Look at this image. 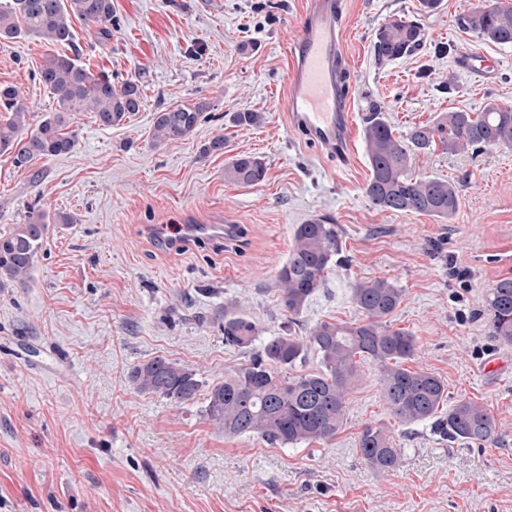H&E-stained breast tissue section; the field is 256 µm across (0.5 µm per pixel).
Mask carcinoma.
Instances as JSON below:
<instances>
[{
  "label": "carcinoma",
  "mask_w": 512,
  "mask_h": 512,
  "mask_svg": "<svg viewBox=\"0 0 512 512\" xmlns=\"http://www.w3.org/2000/svg\"><path fill=\"white\" fill-rule=\"evenodd\" d=\"M101 24L100 38L111 35L112 0H11L0 9V40L40 38L53 49L43 57L41 82L50 88L57 107L45 113L36 131L27 132L29 108L15 86L0 85V153L13 157L16 167H28L39 158L71 152L75 134L71 116L92 112L104 127L121 124L143 106L142 88L133 81L121 87L112 77L95 73L70 56L74 22ZM459 26L495 44L512 45V7H483L460 18ZM425 32L415 20H395L379 27L374 53L391 61L420 50ZM207 103H185L155 113L152 140L156 145L189 139L205 119ZM263 112H232L235 127H258ZM364 137L369 178L363 193L372 207L394 213L448 219L459 208L457 185L436 176H417L413 159L418 153L476 154L490 147L512 146V110L489 104L482 112L448 111L431 123L416 124L404 133L394 130L383 107L373 102L364 116ZM266 164L256 156H236L224 168V179L257 185L266 177ZM50 227L49 215L31 211L23 224L0 232V288L24 287L31 279L39 251ZM340 242L336 225L323 219L296 225L287 261L276 273V284L296 324L311 297L325 283ZM401 290L384 279L367 280L353 288L352 300L363 314L358 323L323 321L306 337L293 332L263 341L249 363L224 374V380L207 391L206 414L229 436H257L271 445H299L327 440L343 424L345 396L356 381L361 360L377 365L386 404L402 425L430 420L447 401L443 381L435 374L402 367L413 357L416 338L396 329L390 315L400 304ZM489 334L512 344V278L491 288L484 309ZM224 343L241 349L253 347L256 324L246 315L224 308ZM320 358L321 370L284 378L279 371L292 369L309 350ZM141 392L159 394L176 404L195 399L203 387L197 373L162 356L152 358L131 372ZM450 438L467 443L493 444L496 424L485 407L459 401L448 407L439 421ZM364 462L385 472L400 463V449L381 427L366 426L358 436Z\"/></svg>",
  "instance_id": "carcinoma-1"
}]
</instances>
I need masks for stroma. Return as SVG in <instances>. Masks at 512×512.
<instances>
[{
	"instance_id": "obj_1",
	"label": "stroma",
	"mask_w": 512,
	"mask_h": 512,
	"mask_svg": "<svg viewBox=\"0 0 512 512\" xmlns=\"http://www.w3.org/2000/svg\"><path fill=\"white\" fill-rule=\"evenodd\" d=\"M305 0H112V37L74 26L70 54L115 85L138 83L144 106L106 128L71 119V153L16 167L0 154V230L29 208L66 216L49 228L25 287L0 288V512H512V345L489 335L486 298L512 278V148L471 155L417 154L415 174L454 182L446 221L374 209L363 193L369 164L363 115L383 106L397 131L448 110L512 105V46L463 32L460 16L483 0H343L341 65L351 84L348 161L317 149L292 126L285 96L288 44ZM414 19L426 34L412 55L378 61L373 34ZM478 48L499 63L489 75L458 68ZM47 42H0V84L19 87L37 127L56 102L39 79ZM454 79L452 93L440 84ZM205 101L208 115L185 141L152 143L155 112ZM256 111V128L229 112ZM224 135L223 153L201 155ZM264 160L257 185L224 179L239 154ZM336 224L343 261L299 316L305 328L354 322L356 283L381 278L402 291L394 327L416 338L409 369L439 376L448 404L470 400L494 418L498 441L468 445L433 421L399 424L376 369L363 363L332 438L276 446L228 437L206 397L175 405L138 391L131 370L162 356L204 384L248 363L226 345L224 306L236 304L261 337L283 334L288 313L274 279L307 219ZM243 225L233 242L186 240L183 224ZM390 431L396 469L363 461L365 426Z\"/></svg>"
}]
</instances>
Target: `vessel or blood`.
Wrapping results in <instances>:
<instances>
[{"label": "vessel or blood", "instance_id": "b4317fda", "mask_svg": "<svg viewBox=\"0 0 512 512\" xmlns=\"http://www.w3.org/2000/svg\"><path fill=\"white\" fill-rule=\"evenodd\" d=\"M342 13V0H309L301 34L288 49V116L313 144L331 153L350 147L353 131L350 97L342 91L339 67ZM457 64L483 74L497 68L495 59L474 49Z\"/></svg>", "mask_w": 512, "mask_h": 512}]
</instances>
